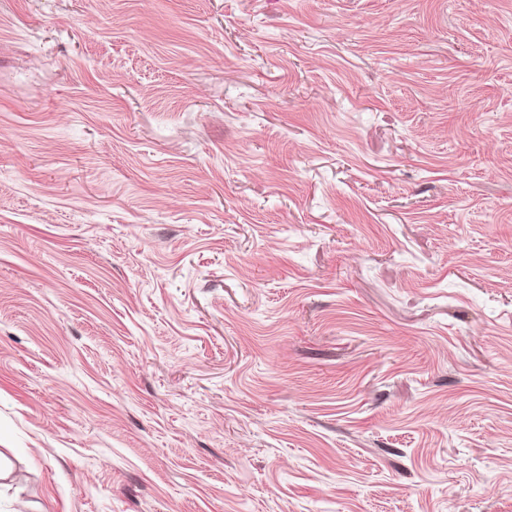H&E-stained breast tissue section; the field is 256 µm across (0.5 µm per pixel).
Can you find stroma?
I'll return each mask as SVG.
<instances>
[{"label": "stroma", "instance_id": "1", "mask_svg": "<svg viewBox=\"0 0 512 512\" xmlns=\"http://www.w3.org/2000/svg\"><path fill=\"white\" fill-rule=\"evenodd\" d=\"M0 512H512V0H0Z\"/></svg>", "mask_w": 512, "mask_h": 512}]
</instances>
